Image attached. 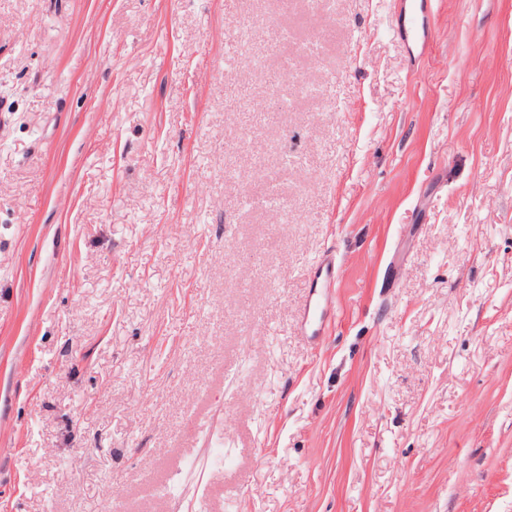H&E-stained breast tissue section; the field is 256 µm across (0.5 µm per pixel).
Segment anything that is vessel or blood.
Instances as JSON below:
<instances>
[{"mask_svg": "<svg viewBox=\"0 0 512 512\" xmlns=\"http://www.w3.org/2000/svg\"><path fill=\"white\" fill-rule=\"evenodd\" d=\"M407 27L403 34L412 38L420 21L429 19L431 0H407L405 4ZM336 279V260L331 255L318 257L309 269V295L305 301L300 321V333L309 340L318 341L325 336L330 323L335 300L331 286Z\"/></svg>", "mask_w": 512, "mask_h": 512, "instance_id": "vessel-or-blood-1", "label": "vessel or blood"}]
</instances>
